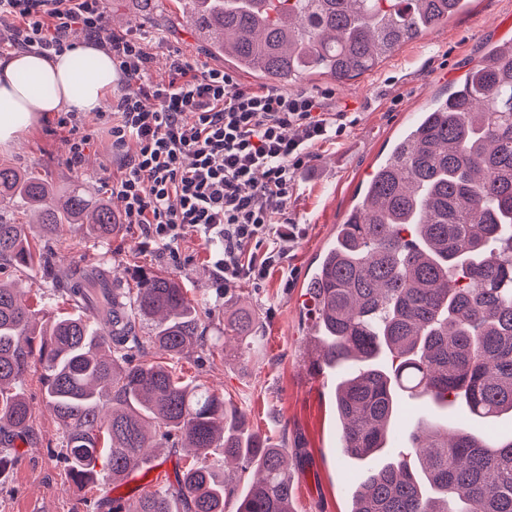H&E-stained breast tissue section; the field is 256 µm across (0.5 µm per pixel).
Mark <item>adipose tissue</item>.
Instances as JSON below:
<instances>
[{
	"instance_id": "adipose-tissue-1",
	"label": "adipose tissue",
	"mask_w": 512,
	"mask_h": 512,
	"mask_svg": "<svg viewBox=\"0 0 512 512\" xmlns=\"http://www.w3.org/2000/svg\"><path fill=\"white\" fill-rule=\"evenodd\" d=\"M79 58L93 59L95 68L76 71L74 62ZM21 72L46 86V93H34L19 84L17 75ZM118 81L111 55L88 41L59 56L25 52L0 60V143L13 141L18 129L30 124L41 112L104 111Z\"/></svg>"
}]
</instances>
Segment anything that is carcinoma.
Segmentation results:
<instances>
[{"mask_svg":"<svg viewBox=\"0 0 512 512\" xmlns=\"http://www.w3.org/2000/svg\"><path fill=\"white\" fill-rule=\"evenodd\" d=\"M209 52L288 87L308 75L345 84L459 13L467 0H178ZM319 256L306 286L334 389L340 454L362 463L349 512H512V437L418 423L409 453L389 452L404 396L458 403L486 421L512 414V41L494 47L392 140ZM38 212L29 229L0 210V271L42 267L49 287L87 313L37 327L0 281V442L30 436L25 376L41 372L63 431L67 474L82 483L105 458L112 484L151 448H189L174 480L98 512H293L288 449L232 404L175 374L215 356L212 312L170 275L132 288L101 269L60 266L41 245L63 226L110 240L108 202L54 195L45 178L0 161V197ZM224 340L248 365L254 314L224 306Z\"/></svg>","mask_w":512,"mask_h":512,"instance_id":"cac0c4a2","label":"carcinoma"}]
</instances>
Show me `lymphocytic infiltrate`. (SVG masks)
Listing matches in <instances>:
<instances>
[{
	"label": "lymphocytic infiltrate",
	"mask_w": 512,
	"mask_h": 512,
	"mask_svg": "<svg viewBox=\"0 0 512 512\" xmlns=\"http://www.w3.org/2000/svg\"><path fill=\"white\" fill-rule=\"evenodd\" d=\"M105 19L104 0H0L7 47L45 56L72 50L76 27L100 40ZM103 43L126 80L140 85L138 94L119 96L99 118L120 158L112 191L141 248L168 250L177 264L178 242L198 236L210 247L219 286L258 283L284 267L273 224H287L289 238L305 235L288 217L297 173L314 147L345 132L348 113L313 92L244 86L178 49L169 52L166 78L157 80L144 36L116 34ZM52 123L63 134L66 164L79 169L92 140L82 113L58 112ZM130 138L138 144L131 156L123 152Z\"/></svg>",
	"instance_id": "lymphocytic-infiltrate-1"
}]
</instances>
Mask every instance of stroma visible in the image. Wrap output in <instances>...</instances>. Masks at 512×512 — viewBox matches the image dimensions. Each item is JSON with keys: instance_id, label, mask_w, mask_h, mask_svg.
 <instances>
[{"instance_id": "1", "label": "stroma", "mask_w": 512, "mask_h": 512, "mask_svg": "<svg viewBox=\"0 0 512 512\" xmlns=\"http://www.w3.org/2000/svg\"><path fill=\"white\" fill-rule=\"evenodd\" d=\"M106 34L135 32L148 37L154 55L153 76L167 74L170 50L181 49L199 63L214 60L201 48L191 22L175 0H105ZM512 39V0H471L468 7L422 37L400 47L380 67L340 85L312 76L304 88L331 93L332 106L352 113L353 123L336 142L316 146L299 170L298 194L290 207L292 218L306 225V236L291 244L288 262L294 276L274 269L262 282L240 280L220 289L213 287L203 242L188 236L179 244L181 264L167 251L140 249L135 229L121 225L111 240L86 237L81 229H65L54 250L61 264L99 265L109 279L130 283L141 268H158L200 291L215 312L208 336H217L224 325L225 303L253 310L261 342L250 365L233 358H214L194 352L176 365L186 380L224 394L247 416L250 428L273 440H287L303 451V466L293 486L296 512H348L357 488L361 465L341 457L333 391L339 369L328 371V382H319L309 367L305 325V288L316 260L336 236V226L354 203L388 143L420 112L433 95L443 94L476 65L486 50ZM95 143L85 154L79 171H71L63 159L60 134L49 131L43 120L21 127L15 142L0 146V160L36 171L58 191L79 189L90 201L106 200L122 211L121 200L107 187L118 166L107 134L96 115L84 118ZM22 303L41 316L73 315L71 302L57 298L39 267L6 271ZM25 396L33 410L32 437L17 448L1 447L0 512H97L101 495L131 494L130 486L100 485L86 489L66 477L62 431L47 407L39 374L27 376ZM428 417L451 428L475 427L478 433L512 436V415L488 424L473 425L458 406L421 409L411 401L390 431L389 445L406 448L410 431Z\"/></svg>"}]
</instances>
